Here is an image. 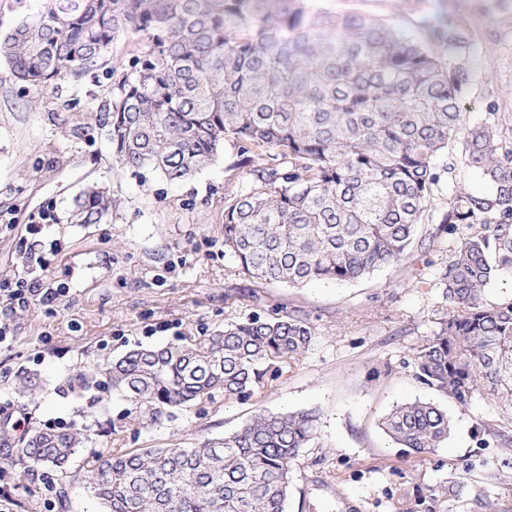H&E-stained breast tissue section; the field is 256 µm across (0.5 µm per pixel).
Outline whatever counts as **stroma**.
Wrapping results in <instances>:
<instances>
[{
    "mask_svg": "<svg viewBox=\"0 0 512 512\" xmlns=\"http://www.w3.org/2000/svg\"><path fill=\"white\" fill-rule=\"evenodd\" d=\"M333 8L377 18L424 39L429 27L462 19L469 30L472 73L464 101L467 123L482 120L489 101L512 113V0H326ZM107 83L85 80L50 92L39 104L21 94L0 60V284L29 277L22 260L36 244L46 286H64L58 306L11 307L0 317L13 329L0 344V423L27 417L28 430L64 427L86 441L70 468L81 471L112 449L190 446L230 434L258 409L309 410L315 437L294 468L288 512H423L430 488L465 472L454 512L474 498L495 499L512 478V449L478 445L473 425L503 417L488 396L462 407L415 377L413 348L437 329L446 310L438 272L448 245L344 285L301 288L237 275L224 251V180L233 147L196 175L137 180L114 168L103 138L63 140L48 111L77 98L98 105ZM108 190L114 205L98 224H70L73 197L85 186ZM48 210L56 221L39 224ZM297 309L316 328L309 349L266 375L249 399L202 400L149 421L136 405L107 389H79L77 373L137 346L181 343L224 323L273 309ZM38 373L35 395L16 390L19 376ZM430 400L447 408L455 430L446 447L417 454L398 447L379 423L397 404ZM19 431L0 432V490L10 512H102L64 475L19 463Z\"/></svg>",
    "mask_w": 512,
    "mask_h": 512,
    "instance_id": "obj_1",
    "label": "stroma"
}]
</instances>
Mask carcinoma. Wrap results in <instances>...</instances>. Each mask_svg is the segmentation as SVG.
<instances>
[{"label":"carcinoma","instance_id":"1","mask_svg":"<svg viewBox=\"0 0 512 512\" xmlns=\"http://www.w3.org/2000/svg\"><path fill=\"white\" fill-rule=\"evenodd\" d=\"M130 45L114 59L112 46ZM448 48L443 60L431 47ZM469 36L448 18L424 42L318 0H40L0 37L11 78L40 101L47 90L103 72L97 110L47 113L67 140L105 137L112 165L187 179L237 147L245 180L224 190V248L238 274L292 287L350 282L456 241L441 271L448 308L414 347L416 378L461 406L486 394L512 412V302L485 287L512 275V116L497 102L468 126ZM475 171L488 192L459 189L441 223L421 226L443 173ZM107 191L88 185L67 220L98 224ZM316 329L298 310L232 321L200 341L139 348L78 374L156 421L222 393L250 397L270 371L298 360ZM308 411L264 409L228 436L195 446L116 448L68 474L81 433L22 438L20 459L69 475L105 512H287L294 466L314 437ZM402 448L432 452L453 420L439 404L396 406L381 423ZM474 436L512 447V415L478 421ZM463 476L430 490L425 512L461 496Z\"/></svg>","mask_w":512,"mask_h":512}]
</instances>
